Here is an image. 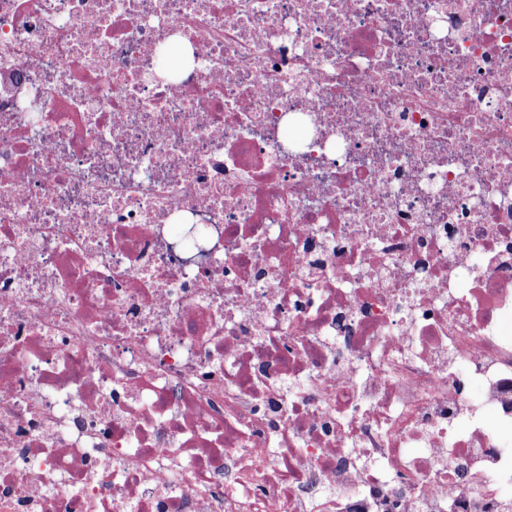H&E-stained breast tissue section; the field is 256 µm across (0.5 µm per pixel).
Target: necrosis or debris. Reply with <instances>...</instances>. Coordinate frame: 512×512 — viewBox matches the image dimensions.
Returning a JSON list of instances; mask_svg holds the SVG:
<instances>
[{"instance_id":"obj_1","label":"necrosis or debris","mask_w":512,"mask_h":512,"mask_svg":"<svg viewBox=\"0 0 512 512\" xmlns=\"http://www.w3.org/2000/svg\"><path fill=\"white\" fill-rule=\"evenodd\" d=\"M4 76L0 512H512V0H0Z\"/></svg>"}]
</instances>
